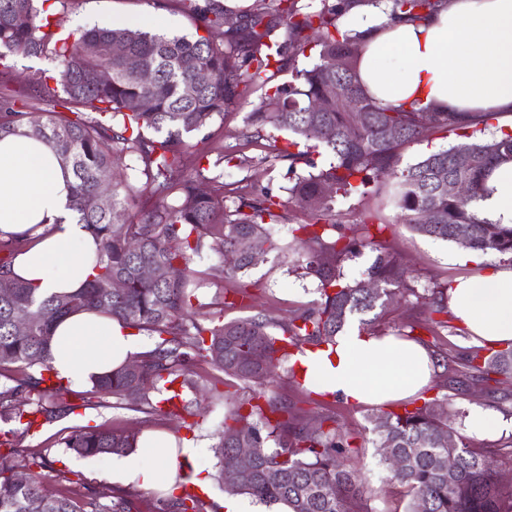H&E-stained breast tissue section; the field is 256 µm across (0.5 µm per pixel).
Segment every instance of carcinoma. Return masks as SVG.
<instances>
[{"label":"carcinoma","instance_id":"obj_1","mask_svg":"<svg viewBox=\"0 0 512 512\" xmlns=\"http://www.w3.org/2000/svg\"><path fill=\"white\" fill-rule=\"evenodd\" d=\"M0 0V74H8L15 57H40L47 53L55 33L39 2ZM273 11L285 23L288 37L300 47L315 42L319 61L298 68L295 59H283L284 45L274 36L275 25L264 14L244 12L250 48L240 56L237 30L224 28L228 9L221 0H183L203 34L194 39L152 34L138 25L92 27L68 34L54 49L55 66L41 72L33 92L55 105L34 118L26 103L0 98V137L19 130L56 149L73 176L70 207L78 221L101 240L95 274L76 293L38 296L25 281L12 276L11 266L24 251L25 240L0 238V281L11 292L0 296V365L15 364L22 377L0 384V418L18 423L3 432L0 446L14 447V437L30 433L54 419L74 412L72 397L80 393L52 379L48 346L54 323L81 308L107 312L124 327L148 332L153 347L135 363L94 379L90 393L114 399L113 405L133 404L139 411H162L182 421L196 416L194 407L202 388L193 379V367L203 361L242 383L249 393L236 400L224 417L217 453L221 472L247 468L250 478L224 482V491L249 495L273 510L290 512H362L357 508L359 471L343 464L349 442L336 420L323 419L309 430L298 421L288 401L266 393L276 370L288 363L294 350L308 343L321 347L334 341L346 324L358 319L372 325L380 311L402 295L405 269L387 252L378 254L368 279L340 283L336 259L353 250V243L333 238L336 225L329 222L337 198L373 192L387 196L400 211L401 221L424 236L459 243L468 239L473 250L512 254V228L481 219L471 207L482 191L494 164L512 160V134L478 139L455 112L440 107L428 111L404 109L377 101L361 87L356 74L359 45L364 35L342 31L336 17L355 8L376 7L382 0H337L322 3L318 11H301L297 0H272ZM447 0H387L391 21L419 19ZM125 46L112 54V44ZM95 44L91 55L85 46ZM291 70V80L270 87L249 113L253 136L267 127L293 135L278 156L289 161L295 175L289 198L307 211L310 222L300 224L293 236L294 267L320 282L321 301L276 322L257 315L219 324L196 318L191 263L205 253H239L227 274L245 275L254 268L246 247L253 240L268 244L279 257L286 248L272 232L281 223L279 197L264 192L236 196L224 205V193H201L195 175L186 174L184 136L199 132L216 115L238 103L246 88L260 81L270 67ZM111 80H98L101 70ZM205 70L213 80L194 84L196 72ZM334 85L340 96L355 100L359 111L342 108L336 97L324 94ZM142 98L151 109L142 112L134 103ZM321 100L319 109L312 102ZM400 130L386 137L385 127ZM323 130L320 137L312 129ZM462 132L472 138L469 161L460 164L455 148L433 152L415 163H403V153L431 133ZM328 153L326 164L318 162ZM131 170L144 178L140 192L151 201L131 221H119L134 186L112 173L124 158ZM304 164L306 171L296 173ZM466 182L470 194L456 198L440 189L446 179ZM334 187L326 192V187ZM153 264L165 269L159 281H144L137 273ZM114 275L125 277L129 288L118 293L107 288ZM432 313H448V294L439 291L426 298ZM32 319L25 336L16 335L15 320ZM470 369L485 379L491 373L512 375V347L484 356L475 351ZM438 398L403 411H379L371 417L373 444L381 463L401 461L389 469L387 484L398 486L408 497L405 512H512V494L500 491L494 460L470 448L436 412ZM252 457L242 459L243 432ZM448 436V444L439 442ZM66 451L80 457L122 455L137 448V434L124 430L86 426L63 441ZM454 452L457 482L448 483V452ZM45 458L23 465L26 478L18 479V465L0 455V512H85L84 494L75 489L53 492L43 484L40 469ZM175 512H206L205 502L176 483ZM104 500L98 512H132L130 494L107 488L96 492Z\"/></svg>","mask_w":512,"mask_h":512}]
</instances>
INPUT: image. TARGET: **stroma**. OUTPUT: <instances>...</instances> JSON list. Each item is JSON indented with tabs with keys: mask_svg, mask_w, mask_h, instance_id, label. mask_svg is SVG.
<instances>
[{
	"mask_svg": "<svg viewBox=\"0 0 512 512\" xmlns=\"http://www.w3.org/2000/svg\"><path fill=\"white\" fill-rule=\"evenodd\" d=\"M54 11L64 28L107 26L118 21L141 23L151 30L178 35H193L194 20L182 9L178 0H56ZM50 57L15 60L7 80H0V96L23 100L28 112L42 114L52 110L51 102L40 100L31 91L40 71L52 68ZM264 93L263 87L248 88L239 102L223 114L214 116L202 131L188 135L189 152L198 158L207 177H219L244 194L272 192L284 200L283 223L273 232L282 242H290L289 227L306 223L303 209L291 201L288 189L293 182L288 161L279 159L276 150L283 145L282 133L268 130L265 137L254 138L248 115ZM233 155L234 164H226L224 155ZM332 221L339 234L359 239L365 233L378 237L385 251L397 258L406 270L409 291L405 300L387 308L374 325L375 332L399 334L413 330L421 344L439 360L434 378L437 393L455 428L475 448L494 455L503 476V493H512V431L486 433L476 430L478 414L490 413L503 420L512 419V394L495 381H476L471 377L469 359L476 351L464 328L449 320L447 327H437L433 314L421 302L432 292L452 288L456 277L489 273L492 267L512 261L506 254L486 253L480 262L464 260V246L420 235L403 224L397 209L385 205L374 194H354L339 200ZM192 266L201 273L196 295L202 304L201 318L232 320L264 314L279 321L319 300L316 278L299 276L293 270L291 257H270L244 277L231 278L224 273V261L216 254L194 259ZM272 392L287 399L304 423L335 418L351 436L349 463L361 471L362 499L369 512H403L405 501L399 492L385 489L387 471L371 442L372 412L368 406H354L333 396H318L302 389L288 374L277 377ZM244 393L242 386L231 387L227 400L211 403L202 400L192 428H185L159 413H144L128 408L99 405L94 395L74 414L45 424L22 438L14 448V460L42 454L47 466L42 474L48 489L60 487L62 479L83 486L86 497H94L102 486L118 493H130L133 512H169L168 494L123 485L112 479V458H82L66 452L62 440L72 431L89 425L116 427L132 432L155 431L190 440L196 448L193 468L210 478L212 489L204 494L209 512H223L220 502L225 497L219 480L220 460L215 452L224 415L233 407L234 399Z\"/></svg>",
	"mask_w": 512,
	"mask_h": 512,
	"instance_id": "stroma-1",
	"label": "stroma"
}]
</instances>
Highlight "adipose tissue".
I'll use <instances>...</instances> for the list:
<instances>
[{
	"label": "adipose tissue",
	"instance_id": "adipose-tissue-1",
	"mask_svg": "<svg viewBox=\"0 0 512 512\" xmlns=\"http://www.w3.org/2000/svg\"><path fill=\"white\" fill-rule=\"evenodd\" d=\"M363 25L367 37L357 69L370 96L407 108L437 105L474 120L512 114V0H449L420 20L389 24L375 15ZM71 183L44 142L21 133L0 137V237L33 239L12 271L40 296L76 292L93 273L99 242L68 208ZM475 208L481 218L512 227V161L492 169ZM448 305L473 343L511 345L512 265L459 278ZM140 350L138 336L110 315L79 310L56 326L49 364L56 378L84 386ZM298 362L313 390L353 405L410 399L430 386L435 367L431 352L417 343L355 328ZM194 453L188 441L146 431L137 453L118 463L115 476L168 489Z\"/></svg>",
	"mask_w": 512,
	"mask_h": 512
}]
</instances>
